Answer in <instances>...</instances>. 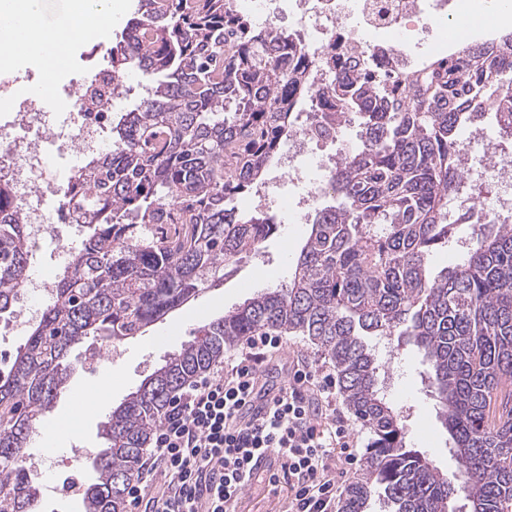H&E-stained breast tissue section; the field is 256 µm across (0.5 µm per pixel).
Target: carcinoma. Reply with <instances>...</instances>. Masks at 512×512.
Returning <instances> with one entry per match:
<instances>
[{
    "instance_id": "1",
    "label": "carcinoma",
    "mask_w": 512,
    "mask_h": 512,
    "mask_svg": "<svg viewBox=\"0 0 512 512\" xmlns=\"http://www.w3.org/2000/svg\"><path fill=\"white\" fill-rule=\"evenodd\" d=\"M454 63L389 75L331 70L315 97L296 34L258 28L235 0H139L112 68L136 66L148 92L112 123V149L73 173L66 223L87 229L50 301L0 373V512H38L26 467L32 432L90 336L120 343L224 278L277 228L234 200L265 180L295 112L360 119L310 217L286 285L268 286L168 357L112 410L91 462L84 512H127L150 433L173 397L259 331L305 336L327 356L348 408L370 435L340 512H512V225L472 237L463 260L433 273L456 223L466 176L460 131L493 118L512 138V35L455 49ZM0 183V318L15 312L31 253ZM367 336L407 338L429 366L450 451L448 477L408 447Z\"/></svg>"
}]
</instances>
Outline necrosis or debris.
<instances>
[{"label": "necrosis or debris", "instance_id": "necrosis-or-debris-1", "mask_svg": "<svg viewBox=\"0 0 512 512\" xmlns=\"http://www.w3.org/2000/svg\"><path fill=\"white\" fill-rule=\"evenodd\" d=\"M236 4L266 28L289 18L309 59H340L352 45L373 68L381 70L391 68L395 51L416 37L428 42L425 58L434 60L445 51L444 44L433 42L434 33L452 32L464 9L485 16L497 8L496 0H288L284 8L279 0H236ZM102 82L123 90L130 76L112 72L85 76L64 95L66 120L60 124L33 89L9 78L0 58V180L11 188L12 205L22 218L32 250H40L49 240L59 245L64 242L61 219L45 207L48 198L61 197L70 176L57 166V159L68 156L81 162L111 144L110 112L92 110L88 102L90 87ZM294 126L296 132L288 139L279 169L281 178L303 187L302 196L292 204L296 223L303 224L324 197L331 168L350 150L349 124L332 125L324 134L300 112ZM463 142L466 168H478L494 196L465 194L457 200L460 210L512 215V158L479 126L469 128ZM54 282L51 275L26 281L18 292L20 308L8 324L10 331L30 323L37 314V300L51 296Z\"/></svg>", "mask_w": 512, "mask_h": 512}]
</instances>
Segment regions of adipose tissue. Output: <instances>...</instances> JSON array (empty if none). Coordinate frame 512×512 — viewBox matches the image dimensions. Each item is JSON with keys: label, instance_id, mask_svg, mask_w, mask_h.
I'll return each mask as SVG.
<instances>
[{"label": "adipose tissue", "instance_id": "adipose-tissue-1", "mask_svg": "<svg viewBox=\"0 0 512 512\" xmlns=\"http://www.w3.org/2000/svg\"><path fill=\"white\" fill-rule=\"evenodd\" d=\"M45 7L46 0H0V41L40 60L42 77L37 90L45 105L56 109L60 103L53 88L59 73V48L103 32L111 27L114 16L112 0H70L67 22L48 27L41 22Z\"/></svg>", "mask_w": 512, "mask_h": 512}]
</instances>
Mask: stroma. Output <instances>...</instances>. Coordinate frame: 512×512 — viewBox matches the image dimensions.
<instances>
[{
  "label": "stroma",
  "instance_id": "stroma-1",
  "mask_svg": "<svg viewBox=\"0 0 512 512\" xmlns=\"http://www.w3.org/2000/svg\"><path fill=\"white\" fill-rule=\"evenodd\" d=\"M136 5L137 0H120L111 29L72 45L68 65L58 77L59 84L81 79L94 69L108 66V51L120 41ZM272 215L277 229L258 251L243 254L219 286L202 291L163 321L146 328L144 335L120 343L118 358L110 362L92 360V353L103 343L99 337L86 339L72 351L70 376L30 445L65 467L77 487L61 493L56 489L53 474L32 472V480L41 489L40 512H83L80 487L91 475V457L104 447L100 430L113 407L136 391L164 359L191 341L199 327L243 303L257 290L287 279L291 260L303 244L306 227L294 223L288 208L273 210ZM150 336L162 337V345H147ZM369 343L387 366L381 376L383 386L387 397L404 416L413 447L431 457L441 471L455 474L458 463L448 451V433L437 416L436 402L428 391L427 366L416 348L403 340L384 344L375 336L370 337ZM107 377L112 380L108 405L92 417L73 416L75 398Z\"/></svg>",
  "mask_w": 512,
  "mask_h": 512
}]
</instances>
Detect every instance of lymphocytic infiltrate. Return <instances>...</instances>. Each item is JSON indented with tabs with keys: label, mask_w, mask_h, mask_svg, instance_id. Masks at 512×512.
Listing matches in <instances>:
<instances>
[{
	"label": "lymphocytic infiltrate",
	"mask_w": 512,
	"mask_h": 512,
	"mask_svg": "<svg viewBox=\"0 0 512 512\" xmlns=\"http://www.w3.org/2000/svg\"><path fill=\"white\" fill-rule=\"evenodd\" d=\"M284 349L282 336L260 332L220 367L188 382L149 441L143 479L130 486L133 512H230L229 501L264 481L269 494L288 493V512H333L340 481L358 453L337 411L336 376L297 360L283 385L265 391L267 365ZM268 395L265 417L244 420L250 395ZM271 455L274 472L259 477L255 454Z\"/></svg>",
	"instance_id": "lymphocytic-infiltrate-1"
}]
</instances>
